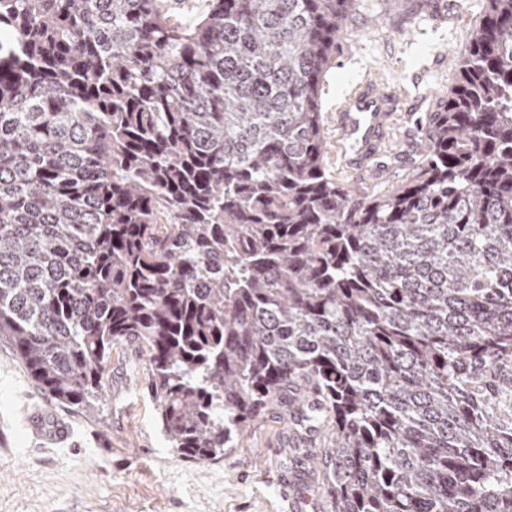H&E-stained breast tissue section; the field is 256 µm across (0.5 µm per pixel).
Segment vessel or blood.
Wrapping results in <instances>:
<instances>
[{"instance_id": "1", "label": "vessel or blood", "mask_w": 512, "mask_h": 512, "mask_svg": "<svg viewBox=\"0 0 512 512\" xmlns=\"http://www.w3.org/2000/svg\"><path fill=\"white\" fill-rule=\"evenodd\" d=\"M394 122L393 99L372 81L360 83L337 109L333 120L336 151L343 167L352 172L369 170L382 153ZM25 421L37 438L62 442L69 436L67 427L50 422L48 412L41 407H31Z\"/></svg>"}]
</instances>
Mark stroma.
<instances>
[{
    "mask_svg": "<svg viewBox=\"0 0 512 512\" xmlns=\"http://www.w3.org/2000/svg\"><path fill=\"white\" fill-rule=\"evenodd\" d=\"M359 2L321 102L323 115H330L365 79L396 96L383 166L352 174L335 151L325 158L333 179L370 198L389 193L423 159L416 123L454 83L465 34L479 23L485 0ZM105 383L106 402L94 413L58 404L0 345V512H291L305 499L330 512L319 464L322 437L295 435L286 408L271 405L222 460L195 461L170 448L138 348L113 349ZM31 403L67 422L73 439L61 445L33 440L24 413Z\"/></svg>",
    "mask_w": 512,
    "mask_h": 512,
    "instance_id": "stroma-1",
    "label": "stroma"
}]
</instances>
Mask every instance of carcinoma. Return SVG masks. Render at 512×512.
I'll use <instances>...</instances> for the list:
<instances>
[{"mask_svg": "<svg viewBox=\"0 0 512 512\" xmlns=\"http://www.w3.org/2000/svg\"><path fill=\"white\" fill-rule=\"evenodd\" d=\"M357 0H0V344L89 411L148 357L173 451L316 405L334 512H512V0L397 191L326 173Z\"/></svg>", "mask_w": 512, "mask_h": 512, "instance_id": "cac0c4a2", "label": "carcinoma"}]
</instances>
